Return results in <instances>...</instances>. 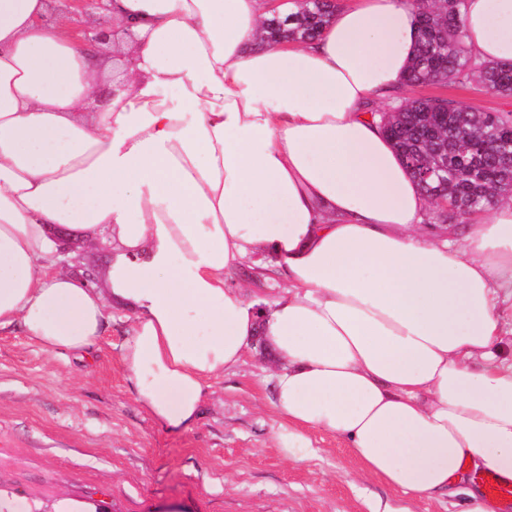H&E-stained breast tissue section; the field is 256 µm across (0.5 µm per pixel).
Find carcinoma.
<instances>
[{
	"label": "carcinoma",
	"mask_w": 512,
	"mask_h": 512,
	"mask_svg": "<svg viewBox=\"0 0 512 512\" xmlns=\"http://www.w3.org/2000/svg\"><path fill=\"white\" fill-rule=\"evenodd\" d=\"M463 0H417V47L405 80L409 85L472 82L512 95V64L484 63L468 50L461 26ZM335 0H299L297 12L264 25L270 43L303 42L318 36L336 10ZM402 160L448 170V180L424 189L448 207L449 220L512 199V112L474 110L441 97L403 98L374 111Z\"/></svg>",
	"instance_id": "obj_1"
}]
</instances>
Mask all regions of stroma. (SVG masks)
I'll return each instance as SVG.
<instances>
[{
	"mask_svg": "<svg viewBox=\"0 0 512 512\" xmlns=\"http://www.w3.org/2000/svg\"><path fill=\"white\" fill-rule=\"evenodd\" d=\"M487 112L512 96L473 83L412 86ZM92 360L46 352L20 328L0 330V504L28 512L60 501L91 512H462L471 482L452 498H410L366 472L345 440L312 433L306 459L274 444L278 417L264 381L270 351L253 341L245 364L211 383L198 422L158 425L140 406L119 360L131 312L113 307Z\"/></svg>",
	"mask_w": 512,
	"mask_h": 512,
	"instance_id": "obj_1",
	"label": "stroma"
}]
</instances>
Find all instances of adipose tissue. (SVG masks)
I'll list each match as a JSON object with an SVG mask.
<instances>
[{
    "label": "adipose tissue",
    "mask_w": 512,
    "mask_h": 512,
    "mask_svg": "<svg viewBox=\"0 0 512 512\" xmlns=\"http://www.w3.org/2000/svg\"><path fill=\"white\" fill-rule=\"evenodd\" d=\"M60 19H48L50 9ZM295 0H0V329L82 354L113 306L121 361L165 427L194 423L255 336L284 458L310 432L413 498L466 469L512 482V200L448 229L369 106L416 48L413 0H343L313 40L264 44ZM479 60L512 63V0H464ZM107 255L96 281L57 264ZM284 277L271 299L231 286Z\"/></svg>",
    "instance_id": "ef3b65f1"
}]
</instances>
